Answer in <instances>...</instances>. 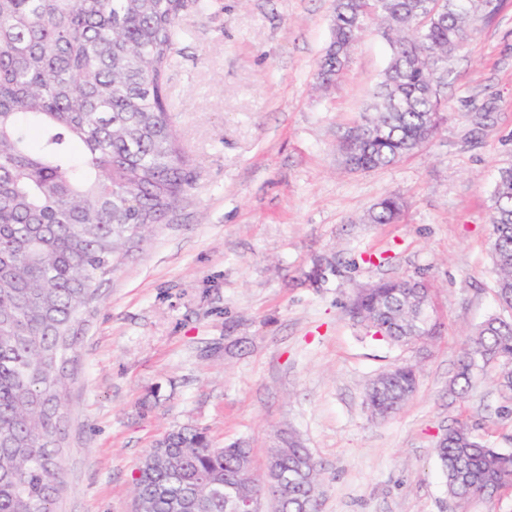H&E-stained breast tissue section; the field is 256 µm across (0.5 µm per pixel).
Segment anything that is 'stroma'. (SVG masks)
<instances>
[{
	"mask_svg": "<svg viewBox=\"0 0 512 512\" xmlns=\"http://www.w3.org/2000/svg\"><path fill=\"white\" fill-rule=\"evenodd\" d=\"M335 0H209L185 15L169 76L172 118L196 169L190 196L99 289L66 400L57 512H135L141 460L165 435L243 440L263 477L282 436L321 463V512H512V493L459 504L433 448L472 424L512 451V404L481 383L448 387L460 346L498 313L490 195L512 164V0H491L437 87L447 121L421 150L349 170L338 143L367 112L389 58L368 25L336 82L313 88ZM401 194L398 223L369 224ZM335 255L315 288L304 274ZM385 256L384 264L369 257ZM424 277L441 324L427 347L372 339L346 311L352 291ZM416 393L387 419L366 391L397 359Z\"/></svg>",
	"mask_w": 512,
	"mask_h": 512,
	"instance_id": "1",
	"label": "stroma"
}]
</instances>
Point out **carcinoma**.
<instances>
[{
	"label": "carcinoma",
	"mask_w": 512,
	"mask_h": 512,
	"mask_svg": "<svg viewBox=\"0 0 512 512\" xmlns=\"http://www.w3.org/2000/svg\"><path fill=\"white\" fill-rule=\"evenodd\" d=\"M206 0H0V512H53L62 474L64 394L78 324L99 286L146 233L190 195L194 166L171 115L169 71L182 16ZM486 0H335L333 39L317 71L334 82L364 26L391 48L370 112L339 142L345 164L368 171L427 144L445 120L436 77L468 37ZM404 198L368 214L392 224ZM495 296L512 311V165L491 193ZM324 259L307 274L327 281ZM371 336L404 346L437 334L428 288L381 279L347 305ZM490 376L512 403V316H489L465 339L449 393L464 398ZM418 387L410 363L380 372L366 392L371 414H396ZM448 496L467 502L512 491V453L481 441L466 422L434 448ZM281 468L288 507L320 512L321 467L293 436ZM262 489L242 442L209 446L206 434H167L141 464L135 493L145 512H235Z\"/></svg>",
	"instance_id": "1"
}]
</instances>
